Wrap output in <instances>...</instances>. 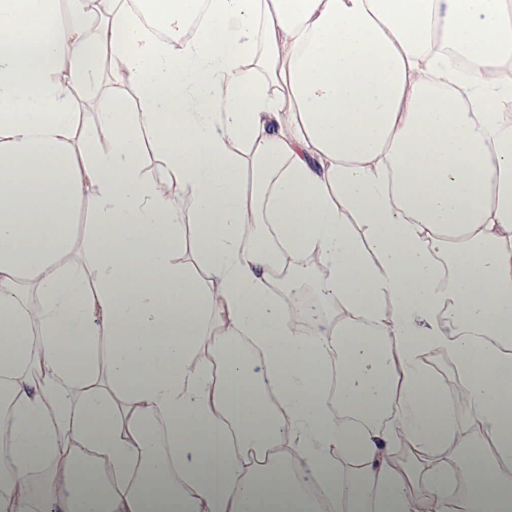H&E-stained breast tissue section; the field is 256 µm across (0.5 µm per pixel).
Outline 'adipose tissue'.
Segmentation results:
<instances>
[{"label": "adipose tissue", "mask_w": 512, "mask_h": 512, "mask_svg": "<svg viewBox=\"0 0 512 512\" xmlns=\"http://www.w3.org/2000/svg\"><path fill=\"white\" fill-rule=\"evenodd\" d=\"M64 2L0 0V512H512V0ZM115 92H119L131 105L138 102L135 89L113 86L112 72L106 66L102 68L100 78L96 84L90 87H75L73 94L80 107L81 120L85 123L92 122L95 119L94 112H101L102 109L112 104V94ZM89 99H94V108L86 107ZM307 304H298L288 308V321L297 326L304 333H315L323 328V321L307 318ZM424 367V366H423ZM428 375L436 382L442 384L449 389L450 385L458 378L459 372L451 359L448 356L441 359L434 364V368H425ZM447 381V384H446Z\"/></svg>", "instance_id": "obj_1"}]
</instances>
